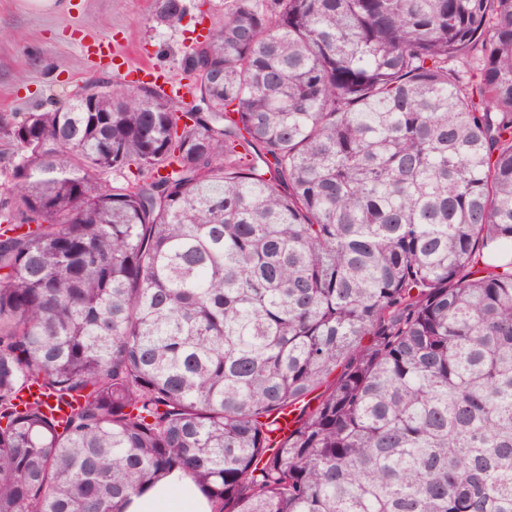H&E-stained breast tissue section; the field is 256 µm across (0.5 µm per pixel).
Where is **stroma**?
<instances>
[{
	"label": "stroma",
	"instance_id": "1",
	"mask_svg": "<svg viewBox=\"0 0 512 512\" xmlns=\"http://www.w3.org/2000/svg\"><path fill=\"white\" fill-rule=\"evenodd\" d=\"M179 26L152 18L153 0H0V112H33L76 94L92 78H111L144 60L179 74L178 60L197 36L222 22L235 0H184ZM108 40L111 67L86 46Z\"/></svg>",
	"mask_w": 512,
	"mask_h": 512
}]
</instances>
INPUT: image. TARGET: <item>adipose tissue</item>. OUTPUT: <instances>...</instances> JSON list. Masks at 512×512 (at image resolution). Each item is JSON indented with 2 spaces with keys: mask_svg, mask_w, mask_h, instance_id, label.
Wrapping results in <instances>:
<instances>
[{
  "mask_svg": "<svg viewBox=\"0 0 512 512\" xmlns=\"http://www.w3.org/2000/svg\"><path fill=\"white\" fill-rule=\"evenodd\" d=\"M213 505L182 471H174L142 495L132 497L127 512H212Z\"/></svg>",
  "mask_w": 512,
  "mask_h": 512,
  "instance_id": "obj_1",
  "label": "adipose tissue"
}]
</instances>
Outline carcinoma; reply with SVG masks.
I'll use <instances>...</instances> for the list:
<instances>
[{
	"label": "carcinoma",
	"mask_w": 512,
	"mask_h": 512,
	"mask_svg": "<svg viewBox=\"0 0 512 512\" xmlns=\"http://www.w3.org/2000/svg\"><path fill=\"white\" fill-rule=\"evenodd\" d=\"M272 3L0 113V512H512V0ZM131 74H142L143 78L149 79L147 82L172 98L184 100L192 97L193 87L188 81L173 79L167 71L152 62L132 67L128 75ZM127 512H212L213 504L182 471H172L140 496H133Z\"/></svg>",
	"instance_id": "carcinoma-1"
}]
</instances>
